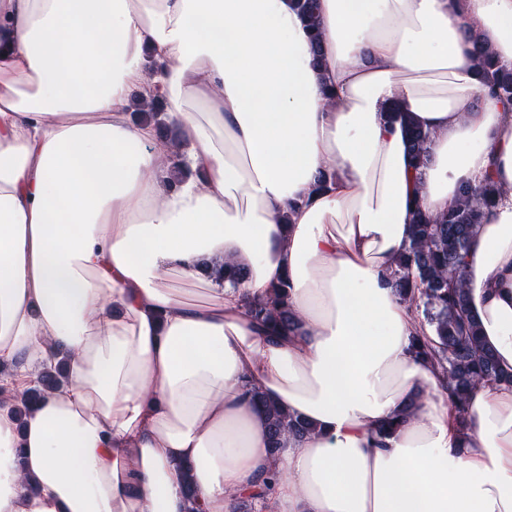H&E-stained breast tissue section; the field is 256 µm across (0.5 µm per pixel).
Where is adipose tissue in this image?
Instances as JSON below:
<instances>
[{
  "label": "adipose tissue",
  "mask_w": 512,
  "mask_h": 512,
  "mask_svg": "<svg viewBox=\"0 0 512 512\" xmlns=\"http://www.w3.org/2000/svg\"><path fill=\"white\" fill-rule=\"evenodd\" d=\"M480 49L512 66V0H320L314 34L292 0H0V512H512V388L459 420L391 280L416 210L492 178L468 295L512 372V104ZM227 259L246 278L202 277ZM284 280L273 343L247 305ZM254 392L313 433L272 454ZM477 62L485 73L488 94L494 98L512 101V67L499 64L494 58L481 51ZM142 112H144L143 114L146 118L144 120H146L149 123L153 122V125L156 128L157 137L160 140H164L166 145H170L171 147H174L176 149H178L180 147V145H181L180 136L178 134H176L175 132L171 131L167 127V125H169L171 127V129L179 132V134L181 135L179 127L176 124H174L173 122H170L168 120L164 121V118H162V115L164 113L162 111L161 112H148V108L145 107V111H142ZM165 122L167 123V125ZM405 135L413 159L418 166L423 165L428 153L429 132L412 125L410 122H406ZM65 379V364L58 363L53 369H46L40 374L37 384L30 389L27 402L32 403L38 400L45 392L59 388Z\"/></svg>",
  "instance_id": "adipose-tissue-1"
}]
</instances>
